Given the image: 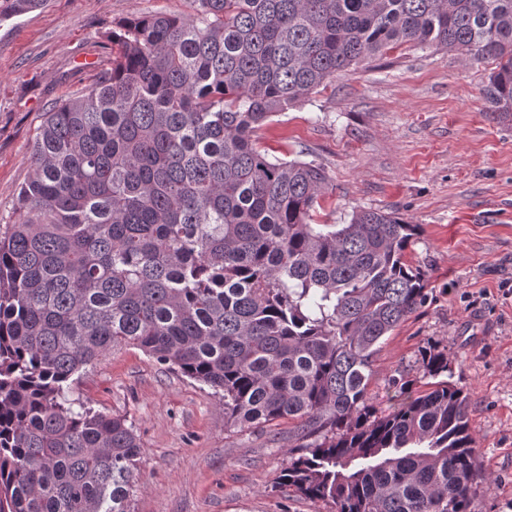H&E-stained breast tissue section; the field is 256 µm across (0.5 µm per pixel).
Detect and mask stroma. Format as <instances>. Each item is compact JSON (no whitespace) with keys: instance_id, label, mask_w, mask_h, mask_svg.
Returning a JSON list of instances; mask_svg holds the SVG:
<instances>
[{"instance_id":"35a3bbf8","label":"stroma","mask_w":512,"mask_h":512,"mask_svg":"<svg viewBox=\"0 0 512 512\" xmlns=\"http://www.w3.org/2000/svg\"><path fill=\"white\" fill-rule=\"evenodd\" d=\"M192 11L191 0H47L0 22V225L16 219L47 112L111 69L113 26L134 12ZM493 67L406 44L337 73L257 133L270 155L324 167L315 223L345 224L361 208L418 225L406 259L428 299L384 339L368 394L389 414L393 380L433 387L421 349L447 352L489 478L472 512H512V122L487 108ZM70 395L132 423L142 454L130 512H333L278 484L293 423L226 429L220 395L140 349L107 351Z\"/></svg>"}]
</instances>
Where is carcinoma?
<instances>
[{"label":"carcinoma","instance_id":"obj_1","mask_svg":"<svg viewBox=\"0 0 512 512\" xmlns=\"http://www.w3.org/2000/svg\"><path fill=\"white\" fill-rule=\"evenodd\" d=\"M112 30V69L47 113L17 219L0 229V512H129L142 447L68 397L132 346L224 399V428L295 422L280 485L336 512H472L485 481L468 397L393 381L380 344L427 300L416 225L315 224L323 167L254 138L334 75L402 44L496 61L512 121V0H192ZM44 0H0V21ZM426 373L448 354L422 351Z\"/></svg>","mask_w":512,"mask_h":512}]
</instances>
